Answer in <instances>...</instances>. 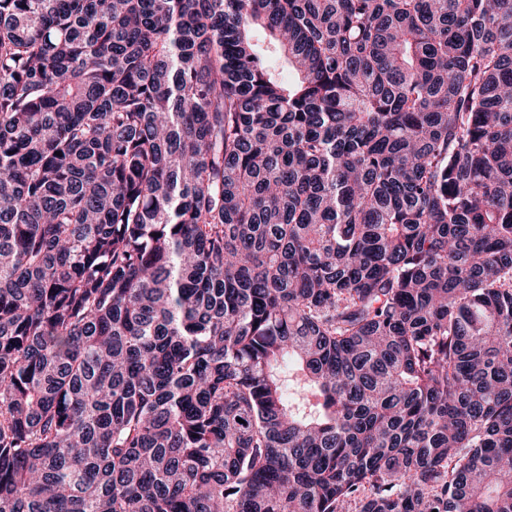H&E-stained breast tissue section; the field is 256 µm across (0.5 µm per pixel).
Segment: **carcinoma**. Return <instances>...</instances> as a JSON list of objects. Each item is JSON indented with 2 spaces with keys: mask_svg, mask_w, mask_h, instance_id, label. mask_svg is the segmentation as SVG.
I'll use <instances>...</instances> for the list:
<instances>
[{
  "mask_svg": "<svg viewBox=\"0 0 512 512\" xmlns=\"http://www.w3.org/2000/svg\"><path fill=\"white\" fill-rule=\"evenodd\" d=\"M512 512V0H0V512Z\"/></svg>",
  "mask_w": 512,
  "mask_h": 512,
  "instance_id": "1",
  "label": "carcinoma"
}]
</instances>
